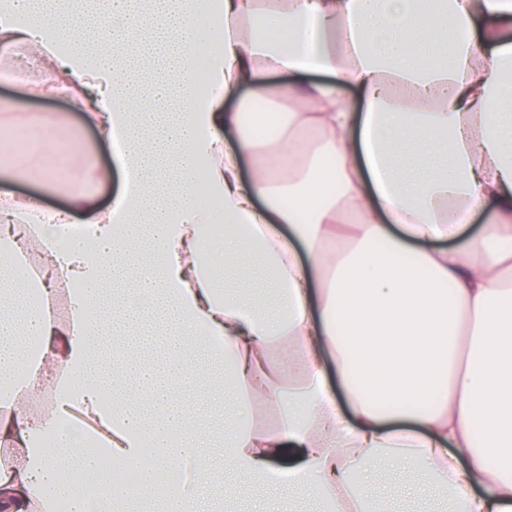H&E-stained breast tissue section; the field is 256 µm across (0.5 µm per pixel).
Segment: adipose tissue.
<instances>
[{
	"mask_svg": "<svg viewBox=\"0 0 512 512\" xmlns=\"http://www.w3.org/2000/svg\"><path fill=\"white\" fill-rule=\"evenodd\" d=\"M20 43L40 94L121 142L123 185L99 214L80 144L35 119L68 206H0V512L62 490L73 512H209L211 448L231 495L284 475L320 512H376L392 464L445 512H512V0H0V46ZM277 99L287 122L259 129ZM210 198L224 236L203 250ZM32 279L71 284L66 322ZM48 369L38 420L19 395ZM76 409L92 429L50 446ZM145 456L146 488L86 502L85 468Z\"/></svg>",
	"mask_w": 512,
	"mask_h": 512,
	"instance_id": "ef3b65f1",
	"label": "adipose tissue"
}]
</instances>
